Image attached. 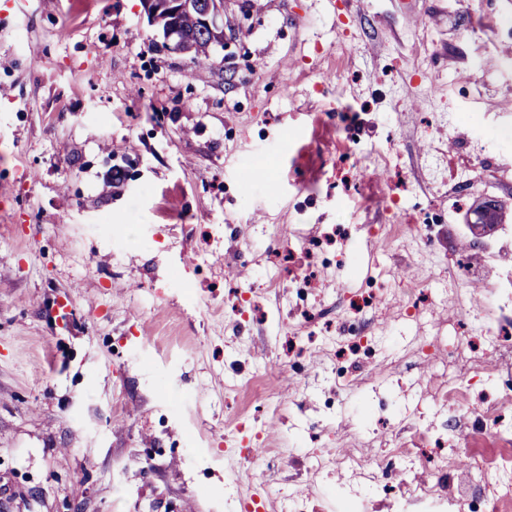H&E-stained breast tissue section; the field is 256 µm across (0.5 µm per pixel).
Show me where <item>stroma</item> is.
Segmentation results:
<instances>
[{
  "label": "stroma",
  "instance_id": "stroma-1",
  "mask_svg": "<svg viewBox=\"0 0 512 512\" xmlns=\"http://www.w3.org/2000/svg\"><path fill=\"white\" fill-rule=\"evenodd\" d=\"M508 58L512 0H227L203 67L164 50L141 0H0V512H225L224 433L251 396L229 393L224 355L254 369L300 335L275 251L305 260L336 224L342 262L319 264L312 297L373 285L386 354L331 414L326 350L307 343L251 434L300 452L316 425L367 457L391 448L394 429L361 407L401 416L439 386L420 347L461 318L452 227L485 195L477 177L465 206L449 200L447 158L479 151L468 129L427 122L455 103L512 128ZM393 196L429 215L428 245L382 229ZM179 274L194 297L171 287ZM408 281L440 296L418 322L400 317ZM233 287L258 290L243 331ZM143 336L177 357L151 362ZM265 473L266 512H284L283 488L324 512L326 485L353 486L343 471Z\"/></svg>",
  "mask_w": 512,
  "mask_h": 512
}]
</instances>
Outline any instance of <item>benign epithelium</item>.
Here are the masks:
<instances>
[{"label":"benign epithelium","mask_w":512,"mask_h":512,"mask_svg":"<svg viewBox=\"0 0 512 512\" xmlns=\"http://www.w3.org/2000/svg\"><path fill=\"white\" fill-rule=\"evenodd\" d=\"M150 24H155L160 10L171 16L163 31L165 47L178 54L189 55L204 40L210 47L224 45V0H142ZM473 214L477 223L470 226L475 237L491 232L497 223V207L487 200L480 201Z\"/></svg>","instance_id":"1"}]
</instances>
